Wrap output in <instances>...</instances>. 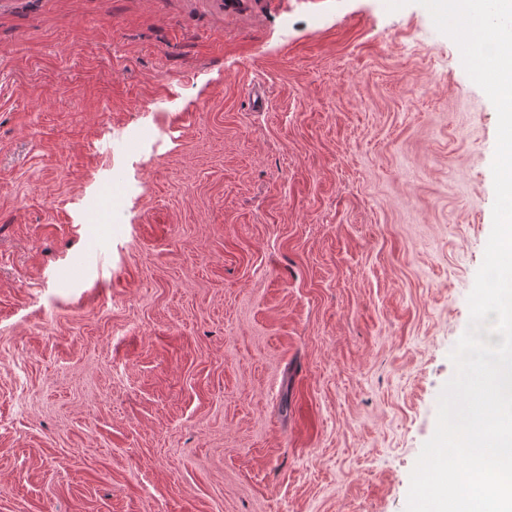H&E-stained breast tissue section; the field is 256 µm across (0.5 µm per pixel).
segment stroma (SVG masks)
Returning a JSON list of instances; mask_svg holds the SVG:
<instances>
[{
    "instance_id": "35a3bbf8",
    "label": "stroma",
    "mask_w": 512,
    "mask_h": 512,
    "mask_svg": "<svg viewBox=\"0 0 512 512\" xmlns=\"http://www.w3.org/2000/svg\"><path fill=\"white\" fill-rule=\"evenodd\" d=\"M496 141L415 0H0V512H405ZM126 180L124 177H116L112 180V192L109 190H102L99 194L97 204L92 207L86 214V224H96L94 230H90L92 235L101 232L98 224H111V217L113 221L114 212L117 209V200L124 193Z\"/></svg>"
}]
</instances>
